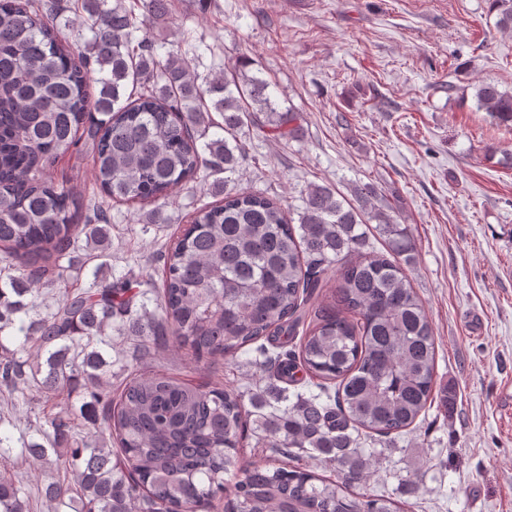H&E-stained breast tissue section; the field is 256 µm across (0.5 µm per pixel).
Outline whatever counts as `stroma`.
<instances>
[{
  "mask_svg": "<svg viewBox=\"0 0 512 512\" xmlns=\"http://www.w3.org/2000/svg\"><path fill=\"white\" fill-rule=\"evenodd\" d=\"M495 22L489 0H174L164 32L193 37L214 69L247 58L280 109L302 111L300 141L247 133L238 187L296 207L312 184L347 198L369 184L400 213L450 405L367 440L379 463L362 490L400 498L416 470L412 512H512V124L475 99L480 80L512 92V34ZM49 173L79 198L99 193L90 154ZM215 201L204 185L176 191L168 223L146 227L141 206L113 204V277L152 273L186 214ZM253 357L197 362L179 349L153 368L242 389Z\"/></svg>",
  "mask_w": 512,
  "mask_h": 512,
  "instance_id": "1",
  "label": "stroma"
}]
</instances>
